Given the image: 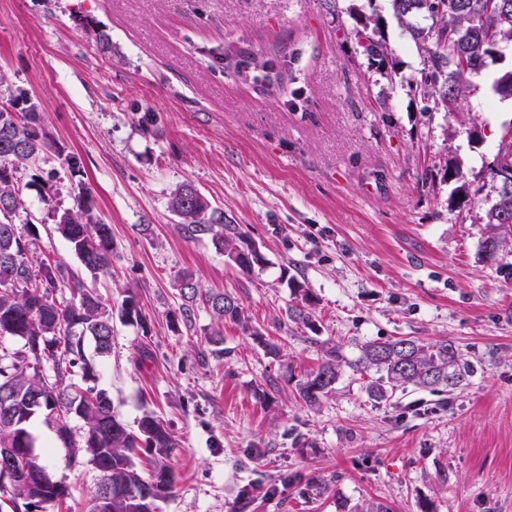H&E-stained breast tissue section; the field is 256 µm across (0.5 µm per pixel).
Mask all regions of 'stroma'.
I'll return each mask as SVG.
<instances>
[{
	"label": "stroma",
	"mask_w": 512,
	"mask_h": 512,
	"mask_svg": "<svg viewBox=\"0 0 512 512\" xmlns=\"http://www.w3.org/2000/svg\"><path fill=\"white\" fill-rule=\"evenodd\" d=\"M347 6L0 0V106L37 112L53 141L20 173L38 255L78 267L40 199L66 208L88 187L114 241L112 275L94 285L112 309L120 286L141 298L145 326L114 321L98 383L127 425L149 409L179 442L177 492L160 512H350L367 497L392 512H512V277L479 258L495 198L482 165L512 127V102L477 77L470 120L425 111L407 83L421 66L409 35L387 20L389 63L369 64ZM231 44L285 59L284 92L227 68ZM68 154L77 173L60 167ZM454 164L467 197L443 176ZM185 183L242 225L263 266L241 273L181 236L168 200ZM186 270L239 298L280 357L231 323L213 357L202 307L171 330ZM292 277L316 300L315 329L286 316ZM397 336L452 340L475 372L447 393L377 401L347 369L319 405L299 400L321 342L353 359ZM65 455L49 464L72 491L68 512H90L95 473Z\"/></svg>",
	"instance_id": "stroma-1"
}]
</instances>
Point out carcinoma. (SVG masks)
Instances as JSON below:
<instances>
[{"instance_id":"carcinoma-1","label":"carcinoma","mask_w":512,"mask_h":512,"mask_svg":"<svg viewBox=\"0 0 512 512\" xmlns=\"http://www.w3.org/2000/svg\"><path fill=\"white\" fill-rule=\"evenodd\" d=\"M399 27L413 40L422 57V67L407 78L408 85L424 98L440 105V111L462 116L469 113L471 78L484 74L490 65L512 55V0H498L499 8L482 14V0H384ZM347 13L362 24L363 53L368 60L384 63L386 40L377 37L382 15L377 0L353 3ZM235 67L254 65L265 75L281 76L276 58L239 53L224 54ZM491 90L512 98V69L492 75ZM50 147V138L35 112L21 114L0 107V512H47L63 504L69 487L49 473L47 453L35 450L33 420L45 414L57 441L68 450L71 463L85 464L96 472L94 494L102 493L107 508L92 512H159L160 503L174 493L176 475L171 454L177 447L173 432L148 410L131 430L122 421L108 392L97 386L99 360L112 350L113 313L102 295L63 262L36 260L38 236L26 212L18 173L34 167ZM512 168V152L495 155L485 164L493 181L498 169ZM73 206L63 209L52 199H43L54 230L92 275L112 271V227L99 215L84 187L72 196ZM168 207L180 218L178 229L188 240L207 239L226 263L251 273L264 257L241 225L212 208L208 199L190 185H181L170 195ZM487 236L481 259L504 273L499 253L506 251L512 235V187L496 192L486 210ZM183 299L170 315L172 324L191 321L194 306L205 305L216 321L235 324L242 333L263 344L277 356V344L263 338L250 325L239 299L231 293H201L194 276L183 271L177 279ZM288 287L296 303L287 318L312 327L313 297L295 278ZM120 320L142 321L140 297L131 286L121 291ZM23 341L13 350L6 342ZM354 361L344 359L340 348L321 346L317 365L304 371L297 382L299 397L310 407L333 390L342 369L367 376L366 388L376 399H387L399 387L442 391L454 389L472 376L455 342L447 339L425 342L414 336H398L362 343ZM50 365L51 382L44 373ZM77 421L75 428L71 422ZM10 448L24 462L23 484L1 483L5 461L1 449Z\"/></svg>"}]
</instances>
